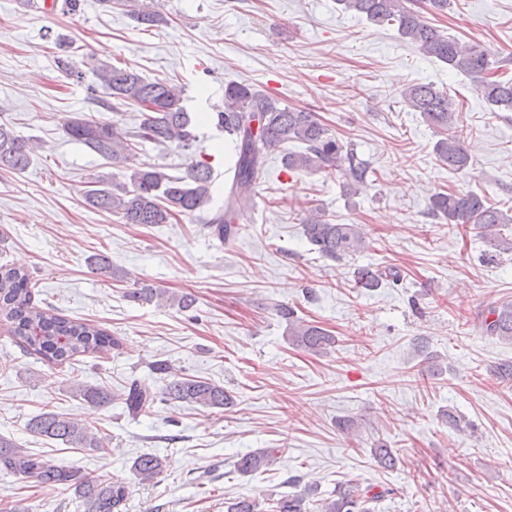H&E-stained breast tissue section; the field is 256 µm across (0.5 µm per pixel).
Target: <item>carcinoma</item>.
I'll return each mask as SVG.
<instances>
[{
	"instance_id": "1",
	"label": "carcinoma",
	"mask_w": 512,
	"mask_h": 512,
	"mask_svg": "<svg viewBox=\"0 0 512 512\" xmlns=\"http://www.w3.org/2000/svg\"><path fill=\"white\" fill-rule=\"evenodd\" d=\"M343 11L383 26L395 23L401 38L422 54L448 65V69L470 78L482 98L500 112H512V78L500 74L501 65L491 50L480 44L461 43L429 25L414 0H338ZM130 16L139 24L154 27L166 22L154 0H132ZM91 70L105 93L121 106H132L141 114L140 121L126 128L115 120L92 116H74L65 120L63 132L72 141L85 146L107 163L131 171L130 183L117 178L99 179L85 194L89 206L118 216L124 224H170L181 217H197L219 238L232 237L241 211L249 205V193L259 178L268 154L289 143H299L302 150L288 152L284 163L290 170L322 172L343 177V191L357 193L358 186L371 173L368 162L360 158L353 144L331 135L328 129L305 109L288 107L253 84L232 82L224 88V104L212 115L216 126L224 130L234 146L235 162L228 179L224 210L209 214L212 172L207 162L190 163L181 176H172L163 168L133 164L137 147L175 144L190 150L196 142L195 121L182 105V94L165 80H148L128 67L109 62H95ZM400 96L412 111L437 134L435 150L448 169L464 171L470 167L471 154L463 137L460 112L448 93L432 83L407 85ZM32 145L15 135L11 124L0 119V169L25 171L31 160ZM432 217L449 224L470 225L484 242L499 253H512V237L501 233L512 215L485 200L474 191L437 193L430 198ZM303 232L317 253L331 261H341L367 249L356 224H335L310 211L303 220ZM400 274L393 268L359 266L354 271L358 288L372 290L388 281L397 282ZM30 274L17 267L0 265V318L10 325L14 342L27 352L50 361L65 363L77 356L98 353L118 346L106 329L95 324L47 313L32 303ZM133 301L168 302L181 311L194 307L190 293L170 294L157 288H136L127 293ZM278 315L288 325L292 344L310 353H324L336 344L327 329L297 317L295 309L280 304ZM492 320L482 321L489 336L512 342V303L489 310ZM71 394L87 403L104 407L112 401L105 387L77 384ZM165 398L205 409H224L234 405V396L224 386L210 381L173 379L164 390ZM157 392L139 381L130 383L125 394L128 413L136 417L153 406ZM27 429L45 439L70 448L102 451L109 445L107 435L75 423L54 412H43L27 423ZM373 456L384 469L396 467L391 449L373 448ZM275 460V449L250 451L235 462L237 472L246 475L266 469ZM0 466L30 477L42 487L65 485L82 498L86 512H122L127 497L126 486L89 477L58 466L33 454L11 439L0 436ZM166 466L164 458L143 454L136 458L133 470L143 481L157 478ZM395 494L392 488L379 492L353 480L340 484L332 497L310 504L311 490L303 489L279 496L265 504L251 496H242L226 505V512H377L384 497Z\"/></svg>"
}]
</instances>
